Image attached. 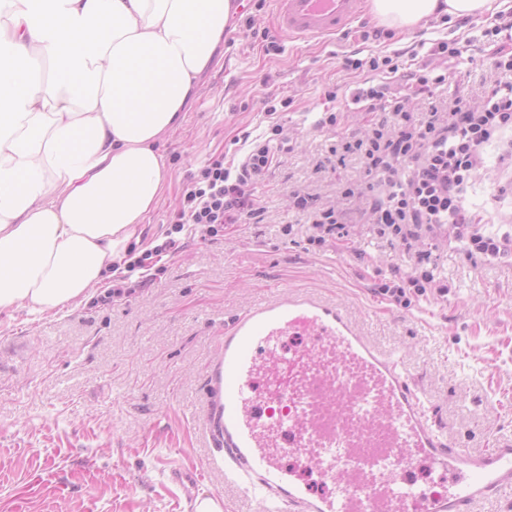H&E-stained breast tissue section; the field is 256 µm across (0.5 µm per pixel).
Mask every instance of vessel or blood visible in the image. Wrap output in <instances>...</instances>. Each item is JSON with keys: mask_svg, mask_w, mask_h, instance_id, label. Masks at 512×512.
Masks as SVG:
<instances>
[{"mask_svg": "<svg viewBox=\"0 0 512 512\" xmlns=\"http://www.w3.org/2000/svg\"><path fill=\"white\" fill-rule=\"evenodd\" d=\"M276 4V27L306 39L345 29L363 0ZM206 385L207 433L224 477L264 512H476L512 491V438L480 451L449 442L399 357L321 295L288 291L237 314ZM418 462L436 475V489L415 485L408 470ZM307 466L335 492L301 488L297 471ZM170 478L196 512L195 478L176 468Z\"/></svg>", "mask_w": 512, "mask_h": 512, "instance_id": "b4317fda", "label": "vessel or blood"}]
</instances>
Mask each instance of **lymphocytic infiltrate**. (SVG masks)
<instances>
[{
    "instance_id": "lymphocytic-infiltrate-1",
    "label": "lymphocytic infiltrate",
    "mask_w": 512,
    "mask_h": 512,
    "mask_svg": "<svg viewBox=\"0 0 512 512\" xmlns=\"http://www.w3.org/2000/svg\"><path fill=\"white\" fill-rule=\"evenodd\" d=\"M445 80L442 74L432 80L421 75L395 93L386 83L354 89L351 99L356 104L390 99L393 118L381 123L367 120L363 137L330 149L338 161L350 155L359 160L360 177L342 186V197H365L364 218L372 231L414 258L406 277L379 288L380 294L405 305L411 295L425 294L436 284V260L426 241H447L450 248L471 259L512 256V228L486 224L480 212L468 208L465 197L474 172L483 163L484 146L512 137V82L493 86L476 104L457 99L447 111L414 118L407 110L408 102L430 83ZM263 105L266 130L252 138L241 137L239 157L215 155L190 175L169 237L141 255H126L127 275L110 289V296L134 292L135 276L150 271L156 260L177 250L176 236L186 225L203 227L213 237L225 225L244 224L256 215L252 187L288 149L279 110L289 107V100L279 101L269 94ZM293 204L307 216L309 244L322 247L348 241L350 230L342 212L315 208L309 193L295 195Z\"/></svg>"
}]
</instances>
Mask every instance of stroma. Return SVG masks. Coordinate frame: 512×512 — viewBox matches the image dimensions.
Here are the masks:
<instances>
[{"instance_id": "stroma-1", "label": "stroma", "mask_w": 512, "mask_h": 512, "mask_svg": "<svg viewBox=\"0 0 512 512\" xmlns=\"http://www.w3.org/2000/svg\"><path fill=\"white\" fill-rule=\"evenodd\" d=\"M249 3L225 29L185 121L163 142L171 177L136 250L164 241L189 175L263 124L260 96L271 92L291 101L280 114L291 149L253 187L264 211L214 237L183 232L180 250L163 256L144 288L110 304L92 293L50 317L0 313V512H181L173 467L200 475V494L222 495L224 512H259L207 470L205 371L225 322L279 290L346 304L366 336L400 356L450 442L481 450L512 437V261L473 262L442 244L437 278L447 295L390 300L379 286L410 273L411 260L370 233L361 200L338 194V181L358 177V162L328 160L336 137L365 129V106L351 101L365 74L346 68V58L391 57L403 80L453 71L412 99L414 114L446 111L458 97L475 103L494 80L512 79L496 69V47L484 37L494 14L396 32L365 12L347 31L292 40L271 25L273 0ZM271 40L279 51H267ZM441 41L461 46V56L433 54ZM329 90L341 110L332 134L315 127ZM502 152L485 147L467 192L492 224L512 219V192L498 190L512 175ZM297 190L345 212L348 246L309 245L289 200Z\"/></svg>"}]
</instances>
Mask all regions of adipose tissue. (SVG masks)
Here are the masks:
<instances>
[{"label":"adipose tissue","mask_w":512,"mask_h":512,"mask_svg":"<svg viewBox=\"0 0 512 512\" xmlns=\"http://www.w3.org/2000/svg\"><path fill=\"white\" fill-rule=\"evenodd\" d=\"M508 0H369L378 25L477 18ZM232 0H0V313L55 315L97 288L170 178Z\"/></svg>","instance_id":"obj_1"}]
</instances>
